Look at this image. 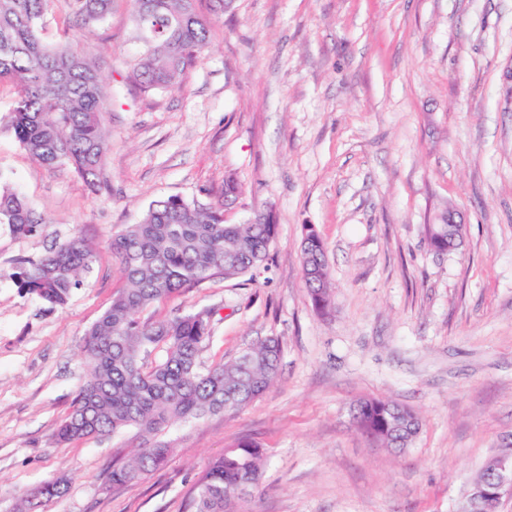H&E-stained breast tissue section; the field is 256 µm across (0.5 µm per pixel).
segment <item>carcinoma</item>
Wrapping results in <instances>:
<instances>
[{"mask_svg": "<svg viewBox=\"0 0 512 512\" xmlns=\"http://www.w3.org/2000/svg\"><path fill=\"white\" fill-rule=\"evenodd\" d=\"M135 27L148 42L132 65L130 80L143 92L174 87L209 44L211 21L193 0H131ZM47 0H0V83L15 91L11 128L40 164L67 167L92 191L108 187L104 174L107 133L102 117L110 96L99 67L64 45L43 40ZM78 23L102 25L112 0H75ZM47 219L0 176V224L17 235L37 231ZM276 234L271 224H226L224 202L204 204L178 196L151 202L141 221L112 238L126 286L86 331L81 351L86 375L55 439L71 443L134 429L142 440L123 465L112 469L114 487L137 483L164 465L172 451L158 439L177 422L239 411L276 381L279 339L268 337L227 363L205 368L199 361L211 338L213 311L202 309L160 321L139 314L153 303L215 278L254 282L268 269ZM304 282L315 309L331 298L322 239L300 247ZM93 248L79 235L53 241L36 261L17 267L21 290L55 308L65 306L82 275L90 272ZM161 357L149 360L155 353ZM358 428L385 448H406L419 433L412 409L367 398L354 407ZM264 449L243 440L211 462L194 487L195 512H237L235 493L258 483ZM64 481L26 494L17 512H46L65 492Z\"/></svg>", "mask_w": 512, "mask_h": 512, "instance_id": "1", "label": "carcinoma"}]
</instances>
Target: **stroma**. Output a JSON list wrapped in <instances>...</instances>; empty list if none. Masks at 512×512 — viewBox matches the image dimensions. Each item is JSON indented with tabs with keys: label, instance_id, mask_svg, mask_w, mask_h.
Listing matches in <instances>:
<instances>
[{
	"label": "stroma",
	"instance_id": "35a3bbf8",
	"mask_svg": "<svg viewBox=\"0 0 512 512\" xmlns=\"http://www.w3.org/2000/svg\"><path fill=\"white\" fill-rule=\"evenodd\" d=\"M204 58L177 86L126 80L140 52L130 0L88 30L72 0H48L43 38L101 63L111 192L39 164L10 126L0 86V173L47 216L31 236L0 225V512L58 478L48 512H195L193 488L226 449L266 450L240 512H460L484 461L512 441V0H233L211 15ZM241 224L272 211L268 271L214 279L142 312L153 322L213 309L203 366L278 337V378L240 411L173 425L164 466L113 487L135 430L72 444L53 432L85 370V331L125 282L107 247L154 200L217 201L225 177ZM464 241L440 254L426 227L446 209ZM314 225L333 310L305 287ZM81 234L92 271L49 308L12 279L52 239ZM381 398L420 419L413 444L375 445L352 406Z\"/></svg>",
	"mask_w": 512,
	"mask_h": 512
}]
</instances>
